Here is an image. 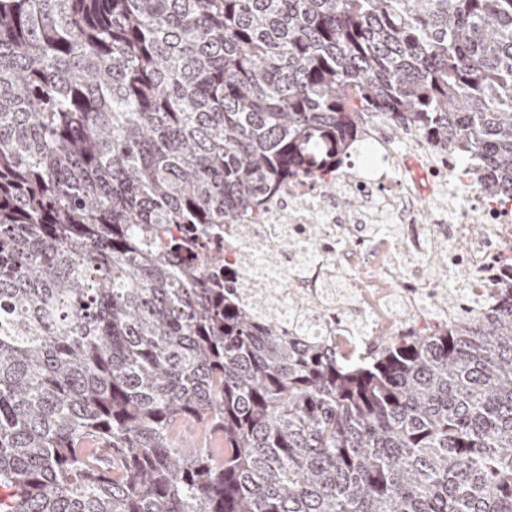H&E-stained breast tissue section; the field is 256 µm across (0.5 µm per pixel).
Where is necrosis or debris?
I'll return each instance as SVG.
<instances>
[{"mask_svg":"<svg viewBox=\"0 0 512 512\" xmlns=\"http://www.w3.org/2000/svg\"><path fill=\"white\" fill-rule=\"evenodd\" d=\"M383 126L368 121L374 163L339 171L335 195L324 194L315 179L298 177L272 202L283 222H258L246 237L236 225H224L214 248L244 302L299 306L325 297L329 288H346L356 303L354 317H331L318 329L340 341L362 319L392 321L400 331L438 325L422 302L434 291L424 275L425 253L445 256L442 278L456 290L448 299L449 321L479 315L512 288V201L493 198L488 172L463 168L455 150L435 153L413 129L391 138ZM428 194L435 209L422 221L417 203ZM346 195L359 199V209L342 208ZM288 237L304 241L316 260L304 266L280 251L279 240Z\"/></svg>","mask_w":512,"mask_h":512,"instance_id":"1","label":"necrosis or debris"}]
</instances>
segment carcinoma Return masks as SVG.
<instances>
[{
    "label": "carcinoma",
    "mask_w": 512,
    "mask_h": 512,
    "mask_svg": "<svg viewBox=\"0 0 512 512\" xmlns=\"http://www.w3.org/2000/svg\"><path fill=\"white\" fill-rule=\"evenodd\" d=\"M373 110L512 191V0H0V512H512V302L343 352L182 264Z\"/></svg>",
    "instance_id": "carcinoma-1"
}]
</instances>
